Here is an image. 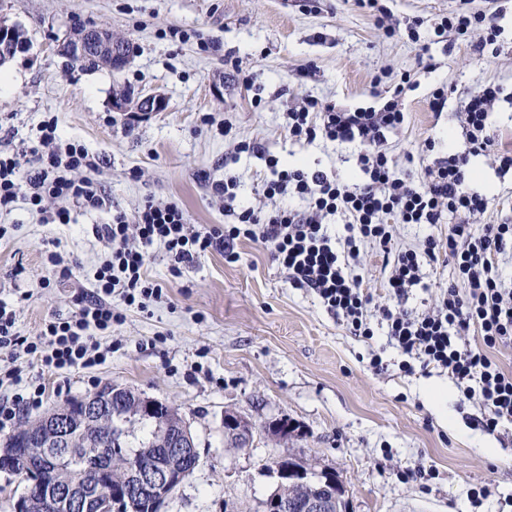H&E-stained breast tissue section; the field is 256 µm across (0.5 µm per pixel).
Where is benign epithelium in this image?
Segmentation results:
<instances>
[{"label": "benign epithelium", "mask_w": 512, "mask_h": 512, "mask_svg": "<svg viewBox=\"0 0 512 512\" xmlns=\"http://www.w3.org/2000/svg\"><path fill=\"white\" fill-rule=\"evenodd\" d=\"M101 51L108 56L112 70L124 67L128 51L126 45L112 40L101 33ZM139 106L143 112H160L166 103L157 93L139 96ZM112 401L107 395L97 400L87 401L79 412L67 411L66 421L75 426H87L96 420L99 411L105 410ZM146 411L160 424L161 433L169 437L174 452L145 469L129 466L125 472L124 489L113 493L101 487L99 478L112 474V463L102 461V457L86 453L82 457V470L87 478L75 481L64 489L47 487L41 497L31 496L24 490L14 505V512H41L50 505L57 512H135L139 503L151 500L152 512H163L172 493L185 481L188 470L183 468L185 460L198 461V449L186 422H175L167 415L166 408L151 399L146 402ZM224 424L228 425L239 438L242 447L252 444L253 427L244 417L235 413H224ZM18 435L27 444L24 449L25 471L30 482H39V474L46 468L59 466L63 456L69 454L73 441V430L62 426L55 418L42 416L18 430ZM269 476L276 479V488L264 502L265 512H337L340 496L345 494V486L336 472L322 470L319 473L303 469H290L284 461H279L269 470ZM319 479L336 486V497L328 498L312 493L297 499L291 493L292 486L309 484Z\"/></svg>", "instance_id": "7a95c632"}]
</instances>
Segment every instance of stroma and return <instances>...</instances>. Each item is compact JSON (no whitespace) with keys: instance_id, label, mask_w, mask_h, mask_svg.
Returning <instances> with one entry per match:
<instances>
[{"instance_id":"1","label":"stroma","mask_w":512,"mask_h":512,"mask_svg":"<svg viewBox=\"0 0 512 512\" xmlns=\"http://www.w3.org/2000/svg\"><path fill=\"white\" fill-rule=\"evenodd\" d=\"M470 6L496 15L503 31L498 56L485 62L452 38L425 54L385 39L354 0H320L312 13L299 0H0V24L17 27L23 41L0 66V152L38 142L52 116L62 138L106 161L104 205L72 208L70 223H43L42 211L58 207L50 199L39 210L21 199L0 211V301L13 306L17 335L36 336L45 322L73 314L110 250L95 227L113 211L134 216L150 196L179 204L193 229L224 224L213 186L233 141L349 171L351 145L288 139L282 114L302 97L352 107L370 102L380 69L407 72L419 87L405 98L406 124L388 138L392 154L404 159L428 136L440 157L462 146L455 114L468 94L487 82L512 89V0ZM78 25L131 42L126 67L93 69L62 55ZM175 28L189 40L172 38ZM440 82L455 92L437 117L425 95ZM124 88L164 94L165 110H113ZM471 167L475 188L492 187L500 199L485 223L512 218V175L498 177L488 157ZM235 249L238 262L211 251L175 278L163 246L153 245L146 273L163 295L125 308L100 366L58 370L42 353H0V368L21 367L46 386L43 407L20 413L0 441L54 405L113 386L177 407L195 438L197 465L164 512H263L274 488L265 467L287 454L335 471L347 487L346 512H512V423L483 432L479 407L461 402L447 376L399 371L401 355L382 326L370 340L350 335L313 293L288 284L268 250L249 241ZM52 251L76 261L71 277L51 279ZM454 276L449 261L426 269L407 308H432L435 283ZM376 349L388 365L378 374L369 368ZM228 412L253 423L250 448L228 447ZM281 419L297 426L285 440L268 430Z\"/></svg>"}]
</instances>
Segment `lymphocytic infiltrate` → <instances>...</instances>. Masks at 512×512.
<instances>
[{"instance_id": "lymphocytic-infiltrate-1", "label": "lymphocytic infiltrate", "mask_w": 512, "mask_h": 512, "mask_svg": "<svg viewBox=\"0 0 512 512\" xmlns=\"http://www.w3.org/2000/svg\"><path fill=\"white\" fill-rule=\"evenodd\" d=\"M356 3L369 12L383 37L420 43L422 20L396 17L387 0ZM432 29L436 39L452 33L480 51L497 50L501 35L495 15L471 11L469 0H459ZM373 83L386 87L379 104L339 107L307 97L283 115L282 127L291 140L353 145L355 169L348 176L289 165L264 152L258 142H236L224 156V180L215 186L233 223L194 231L178 204L150 198L135 216L113 213L109 223L96 227L110 254L96 271L93 291L80 296L72 316L45 323L31 340L16 334V313L0 302V351L14 357L47 348L55 368L99 366L112 352L100 339L123 321L122 306L142 307L162 296V286L145 273L149 246H163L177 277L182 265L209 251L238 261L233 245L244 238L269 247L291 287L317 295L352 335L372 337L375 321L385 326L389 343L402 355L403 373L430 368L447 374L465 400L482 408L485 432L495 433L502 422L512 421V370L494 356L495 350L512 344V287L500 267L502 257L512 251V224L477 225L497 197L469 184V161L475 156L493 158L499 175L512 172V149L502 147L491 120L495 105L506 97L505 88L490 82L468 96L459 114L462 149L437 158L433 137L419 143L424 172L419 180L413 170L399 169L388 148L389 134L406 121L404 100L417 82L410 73L382 70ZM56 130L55 119L43 121L39 143L29 150L34 160L30 168H23L21 153L0 154V211L12 209L22 196L36 208L52 199L60 206L44 211L43 222L66 224L71 206L102 205L97 178L102 159L82 144L60 140ZM244 153L262 155L265 162L254 204L239 201L240 180L231 168ZM336 217L343 222L339 235L330 229ZM400 224H425L434 232L420 250L398 242ZM374 252L383 258V295L378 299L359 272L365 255ZM441 256L453 261L455 281L440 287L433 308L408 311L409 289L421 283L423 268ZM471 335L476 338L472 344L467 341ZM7 375L21 388L11 403L0 404V429L21 410L40 407L45 394L42 384L24 380L20 368L8 369Z\"/></svg>"}]
</instances>
